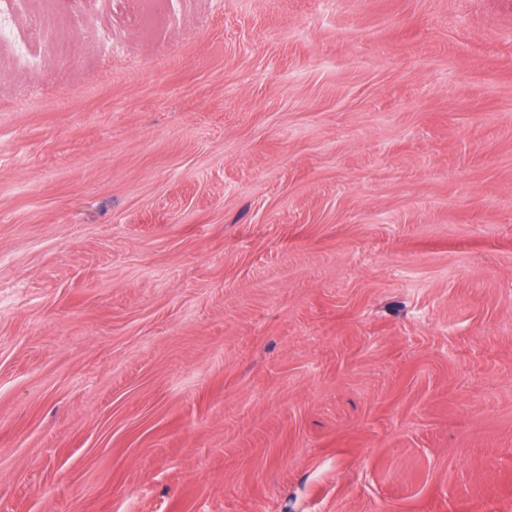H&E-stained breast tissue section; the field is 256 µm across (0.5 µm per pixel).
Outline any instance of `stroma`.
I'll list each match as a JSON object with an SVG mask.
<instances>
[{"label": "stroma", "mask_w": 512, "mask_h": 512, "mask_svg": "<svg viewBox=\"0 0 512 512\" xmlns=\"http://www.w3.org/2000/svg\"><path fill=\"white\" fill-rule=\"evenodd\" d=\"M138 5L0 46V512H512V0Z\"/></svg>", "instance_id": "1"}]
</instances>
